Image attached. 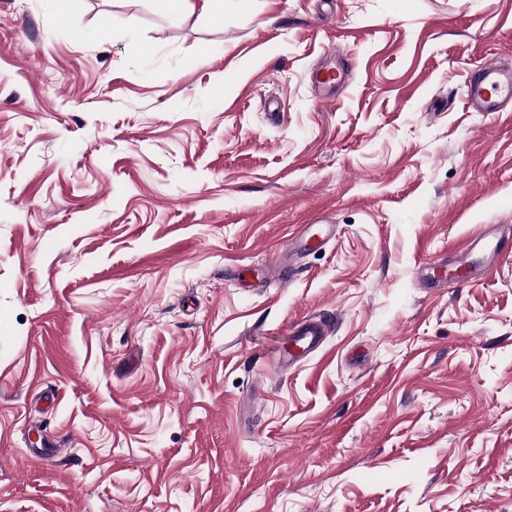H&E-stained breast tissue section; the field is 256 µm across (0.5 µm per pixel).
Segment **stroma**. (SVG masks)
I'll use <instances>...</instances> for the list:
<instances>
[{"label": "stroma", "mask_w": 512, "mask_h": 512, "mask_svg": "<svg viewBox=\"0 0 512 512\" xmlns=\"http://www.w3.org/2000/svg\"><path fill=\"white\" fill-rule=\"evenodd\" d=\"M46 8L0 0V512H512V112L460 96L512 0ZM336 59L333 49L324 51V62L312 72V82L323 91L322 100L334 102L337 100V91L346 83L347 68L344 65H333ZM287 347L279 356L281 370L288 371L298 362L321 349L326 330L315 318L303 319L291 324Z\"/></svg>", "instance_id": "stroma-1"}]
</instances>
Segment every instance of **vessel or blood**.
Wrapping results in <instances>:
<instances>
[{
	"instance_id": "1",
	"label": "vessel or blood",
	"mask_w": 512,
	"mask_h": 512,
	"mask_svg": "<svg viewBox=\"0 0 512 512\" xmlns=\"http://www.w3.org/2000/svg\"><path fill=\"white\" fill-rule=\"evenodd\" d=\"M334 50L324 52V62L311 78L323 92L325 101L337 98L346 82L347 69L337 64ZM467 107L475 112H512V66L491 58L478 65L462 89ZM324 326L313 318L291 324L288 343L279 356L281 370L292 369L298 362L321 349L325 341Z\"/></svg>"
}]
</instances>
